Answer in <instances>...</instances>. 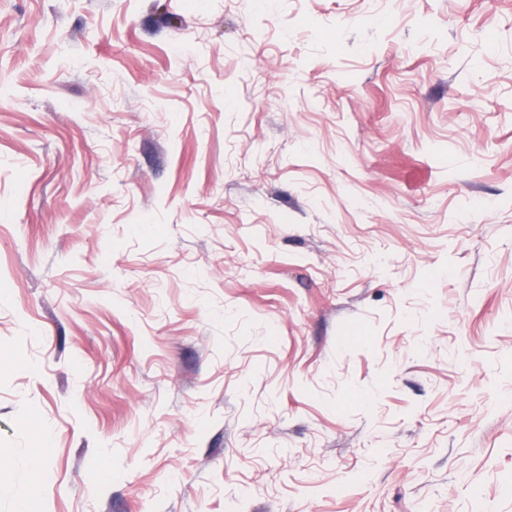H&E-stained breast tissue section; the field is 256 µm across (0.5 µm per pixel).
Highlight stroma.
Returning <instances> with one entry per match:
<instances>
[{"label": "stroma", "instance_id": "obj_1", "mask_svg": "<svg viewBox=\"0 0 512 512\" xmlns=\"http://www.w3.org/2000/svg\"><path fill=\"white\" fill-rule=\"evenodd\" d=\"M512 512V0H0V512Z\"/></svg>", "mask_w": 512, "mask_h": 512}]
</instances>
